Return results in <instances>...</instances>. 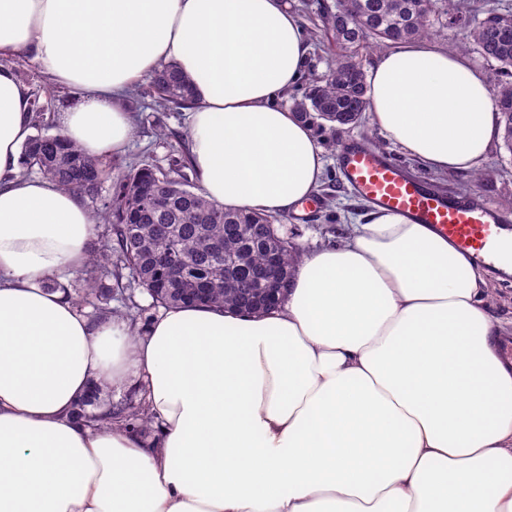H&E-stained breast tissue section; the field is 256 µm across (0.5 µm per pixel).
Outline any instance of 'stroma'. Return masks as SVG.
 Returning a JSON list of instances; mask_svg holds the SVG:
<instances>
[{"mask_svg": "<svg viewBox=\"0 0 512 512\" xmlns=\"http://www.w3.org/2000/svg\"><path fill=\"white\" fill-rule=\"evenodd\" d=\"M18 78L45 107L42 132L57 133L58 116L76 104L75 98L52 81L37 64L18 62L14 65ZM126 108L134 116V132L125 153L106 157V167L113 172L136 170L143 162H151L160 169L168 168L175 150H188L187 113L178 108L161 109L153 99L132 91ZM316 136L325 151V175L317 193V208L291 213L281 218V231L300 253L306 254L326 244L341 241L349 225L363 218L370 205L357 193L347 188L340 177L338 153L340 147L352 141L373 140L381 153L396 162L410 177L421 180L434 193L452 195L465 200L477 199L495 207H504L512 200V152L501 141H494L480 172L451 171L434 173L422 167L415 159L401 152L370 123L336 131H317ZM123 291L113 292V310H131L137 317L136 327L147 331L159 313L152 299L131 277H123Z\"/></svg>", "mask_w": 512, "mask_h": 512, "instance_id": "1", "label": "stroma"}]
</instances>
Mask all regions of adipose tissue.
<instances>
[{"instance_id": "adipose-tissue-1", "label": "adipose tissue", "mask_w": 512, "mask_h": 512, "mask_svg": "<svg viewBox=\"0 0 512 512\" xmlns=\"http://www.w3.org/2000/svg\"><path fill=\"white\" fill-rule=\"evenodd\" d=\"M310 45L287 0H0V512H512V367L489 275L430 225L383 211L295 265L264 314L164 309L142 335L61 286L96 225L83 197L24 175L33 60L79 104L61 134L122 153L129 91L173 62L200 192L297 211L324 151L279 105ZM369 120L430 171L480 169L500 134L488 86L427 43L382 53ZM142 383L159 427L71 412L95 380Z\"/></svg>"}]
</instances>
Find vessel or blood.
Wrapping results in <instances>:
<instances>
[{"label":"vessel or blood","mask_w":512,"mask_h":512,"mask_svg":"<svg viewBox=\"0 0 512 512\" xmlns=\"http://www.w3.org/2000/svg\"><path fill=\"white\" fill-rule=\"evenodd\" d=\"M338 165L346 185L368 202L431 225L480 265L495 266L512 251V215L498 208L432 193L360 142L343 147Z\"/></svg>","instance_id":"vessel-or-blood-1"}]
</instances>
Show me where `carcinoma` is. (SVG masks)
<instances>
[{
	"mask_svg": "<svg viewBox=\"0 0 512 512\" xmlns=\"http://www.w3.org/2000/svg\"><path fill=\"white\" fill-rule=\"evenodd\" d=\"M322 31L342 51L324 79L309 84L296 102L297 116L310 124L324 120L333 127L361 123L368 110L366 78L354 53L369 44H393L428 38L459 27L468 30L472 49L496 63L493 102L503 119L501 138L512 152V8L477 13L470 0H336L319 15ZM152 86L163 104L188 107L193 101L190 79L173 62L157 70ZM24 165L38 169L65 190L98 199L106 171L57 133L34 135L24 150ZM97 220L110 224L103 248L91 252L81 273L83 302L101 319L112 317L99 281L122 279V271L153 288L157 307L210 304L239 308L266 283L257 272L276 262L280 287L300 256L284 241L275 216L257 211H230L187 188L182 165L166 171L144 163L112 180L108 202L94 209ZM97 400H80L73 415L86 424L108 427L121 422L141 437L151 422L145 407L93 413Z\"/></svg>",
	"mask_w": 512,
	"mask_h": 512,
	"instance_id": "carcinoma-1",
	"label": "carcinoma"
}]
</instances>
